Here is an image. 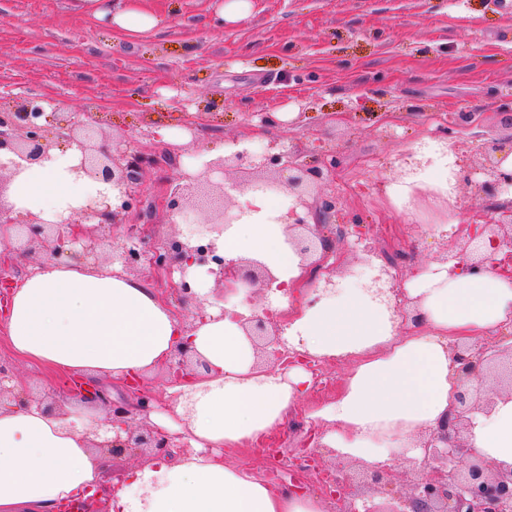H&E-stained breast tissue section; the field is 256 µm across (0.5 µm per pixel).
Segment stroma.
I'll use <instances>...</instances> for the list:
<instances>
[{
  "instance_id": "1",
  "label": "stroma",
  "mask_w": 512,
  "mask_h": 512,
  "mask_svg": "<svg viewBox=\"0 0 512 512\" xmlns=\"http://www.w3.org/2000/svg\"><path fill=\"white\" fill-rule=\"evenodd\" d=\"M224 2L146 0L159 26L118 35L82 0H0V107L36 98L49 131L60 113H88L111 146L169 155L142 178V210L158 238L175 231L161 197L187 159L238 142L258 154L277 140L304 164L335 156L323 193L372 229L362 245L338 239L335 281L368 280L388 264L403 283L443 261V209L426 206L418 189L406 218L388 187L426 140L462 156L512 133L501 124L512 111V9L498 0H252V17L226 26ZM274 112L292 118L256 135V117ZM173 127L183 139H166ZM5 319L0 312V364L11 366L15 389L38 395L70 381L71 372L16 355ZM323 404L308 388L277 443L306 448L311 434L326 433L312 416Z\"/></svg>"
}]
</instances>
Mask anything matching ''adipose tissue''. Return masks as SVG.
I'll return each mask as SVG.
<instances>
[{"label":"adipose tissue","instance_id":"obj_1","mask_svg":"<svg viewBox=\"0 0 512 512\" xmlns=\"http://www.w3.org/2000/svg\"><path fill=\"white\" fill-rule=\"evenodd\" d=\"M85 2L93 17L121 32L146 33L159 23L135 2L116 12L99 0ZM415 157L404 180L388 189L408 216L424 178L443 196L461 178L445 143L426 142ZM79 160L76 149L59 148L49 160L25 166L6 193L13 213L55 224L72 209L115 197L112 185L74 173ZM289 209L267 194L246 193L244 216L225 226L217 250L228 261L257 262L275 277L280 288L268 303L286 313L283 337L291 347L324 359L358 357L335 401L317 412L332 426L322 444L339 458L384 464L447 418L458 388L451 345L495 335L512 320V279L450 261L431 264L405 284L425 326L409 337L386 297L364 280L346 278L334 291L293 306L288 292L302 289L308 262L291 242ZM248 313L232 301L209 310L188 333L151 288L120 268L50 263L16 289L5 327L23 358L116 381L161 366L182 339L206 361L201 379L173 386L169 412L152 417L161 426L180 418L189 450L133 469L127 485H114L110 512H323L318 498L271 493L221 455L222 448L243 446L281 425L309 380L301 371L257 365L239 322ZM88 428L34 404L0 407V512H54L64 499L113 485L112 462L90 447ZM468 441L489 461L512 464V399L474 413Z\"/></svg>","mask_w":512,"mask_h":512}]
</instances>
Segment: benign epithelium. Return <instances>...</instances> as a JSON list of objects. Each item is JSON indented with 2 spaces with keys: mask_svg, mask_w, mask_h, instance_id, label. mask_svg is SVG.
I'll list each match as a JSON object with an SVG mask.
<instances>
[{
  "mask_svg": "<svg viewBox=\"0 0 512 512\" xmlns=\"http://www.w3.org/2000/svg\"><path fill=\"white\" fill-rule=\"evenodd\" d=\"M44 110L39 101L27 99L8 112L0 110V151L14 155L10 165L0 162V224L20 227L18 238L10 244L17 254L26 255L44 248L50 256L73 259L97 258L103 248V239L83 224L98 218L107 224L126 225V242L112 249V264L124 272L148 271L164 273L172 278L174 271L181 272L179 281L171 282V292L184 304L193 302L203 307L192 282L187 278V268L193 265H212L210 273L216 277L219 292L216 299L237 287L272 290L275 278L260 264L241 260L227 262L217 254L212 240L201 243L203 236L196 231L180 232L164 241L154 237L152 225L130 223V218L141 215V200L137 185L142 174L160 165L161 157L151 151H112L107 144L96 141L93 120L70 117L58 127L57 139L68 147L76 148L80 163L73 171L80 177L110 183L121 190L120 204H89L75 214L84 222L70 219L62 224H45L36 218L12 216L5 203L7 183L3 172L18 173L22 163H40L49 158L52 145L41 118ZM512 153V134L505 140L493 139L484 146V162L479 168L483 180L474 183L475 191L493 195L512 187V171L502 168L504 152ZM328 169L320 160L311 165L300 164L277 141L270 142L259 155L248 150H237L218 156L204 163L196 173L183 172L169 183L166 192V213L172 224L198 216L206 224V231L222 233L224 225L232 224L240 215L234 213L230 201L233 193L248 190H282L292 198L289 215L292 222V240L299 253L306 259L318 258L316 264L325 263L336 255L335 239L324 234L323 225L341 214V203L334 195L318 192ZM222 179L216 181L214 176ZM465 240L459 251L448 255L467 270L480 272L489 267L498 274L511 276L512 265V204L500 207L485 217L482 224L460 227ZM489 242L491 252L485 253L484 242ZM372 286L385 297L398 292L397 276L389 267L382 266L372 279ZM243 327L256 350L257 360L282 371L300 364L311 367L317 357L288 347L282 338L281 315L264 308L243 318ZM453 359L458 364L459 386L455 403L448 420L438 431L419 443L422 453L410 462L420 468L418 479L406 486H399L392 478L389 466H371L369 477L376 493L385 498V505L376 506L363 502V510L349 504V512H512V466L495 464L477 448L465 441L471 415L476 411H490L497 399L512 395V344L485 343L478 347H453ZM207 364L193 355L188 342L174 347L166 364L168 376L175 382L191 384L200 373L197 367ZM494 377L498 392L488 395L483 383ZM13 380V371L0 366V403L9 400L19 406L36 402L47 412L55 411L58 391L48 390L46 398L33 401L24 393H17L6 386ZM85 400L99 403L105 412L103 420L90 429L91 446L102 448L114 456L132 455L149 448L155 456H170L175 448L186 444L154 426L133 425L135 416L147 419L154 410L155 394L149 390L131 392L133 401L112 399L102 386L85 387L79 391ZM468 459L466 467L460 460Z\"/></svg>",
  "mask_w": 512,
  "mask_h": 512,
  "instance_id": "obj_1",
  "label": "benign epithelium"
}]
</instances>
